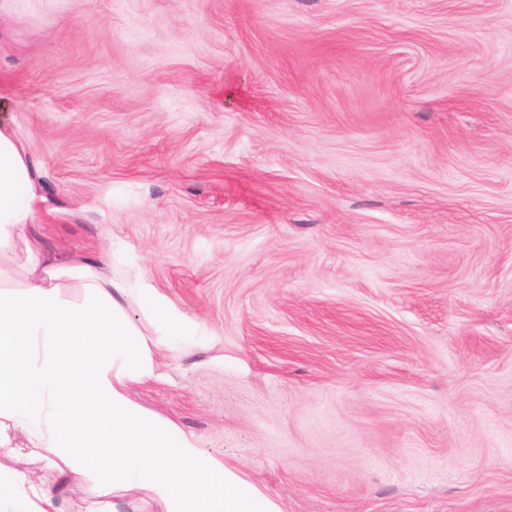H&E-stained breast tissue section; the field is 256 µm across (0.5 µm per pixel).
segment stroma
<instances>
[{
	"label": "stroma",
	"instance_id": "1",
	"mask_svg": "<svg viewBox=\"0 0 512 512\" xmlns=\"http://www.w3.org/2000/svg\"><path fill=\"white\" fill-rule=\"evenodd\" d=\"M29 238L144 289L131 396L283 512H512V0H24ZM0 470L60 512L144 490ZM146 307L153 312L157 324V336L161 340L172 343L177 336H181L177 326L171 321L166 311L156 306L153 301H147Z\"/></svg>",
	"mask_w": 512,
	"mask_h": 512
}]
</instances>
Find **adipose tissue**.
Listing matches in <instances>:
<instances>
[{"label":"adipose tissue","mask_w":512,"mask_h":512,"mask_svg":"<svg viewBox=\"0 0 512 512\" xmlns=\"http://www.w3.org/2000/svg\"><path fill=\"white\" fill-rule=\"evenodd\" d=\"M37 199L32 167L0 127V254L25 243L22 292L0 289V447L23 432L60 471H104L113 489H145L166 512H282L228 466L205 456L178 425L134 400L130 381L153 376L152 351L119 304L124 282L92 263L59 267L26 244ZM80 281L85 303L64 300ZM112 451L104 468L99 449ZM0 512H58L55 494L22 472H0Z\"/></svg>","instance_id":"obj_1"}]
</instances>
